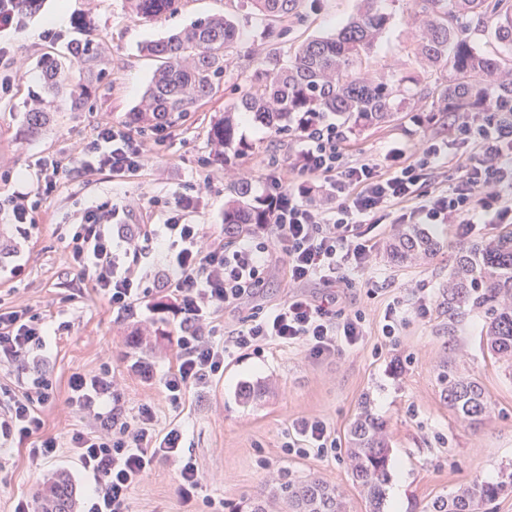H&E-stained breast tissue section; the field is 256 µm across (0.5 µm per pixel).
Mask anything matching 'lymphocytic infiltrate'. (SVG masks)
I'll return each mask as SVG.
<instances>
[{
  "mask_svg": "<svg viewBox=\"0 0 512 512\" xmlns=\"http://www.w3.org/2000/svg\"><path fill=\"white\" fill-rule=\"evenodd\" d=\"M453 135L452 143H433L416 160L404 146H395L383 169L372 160L347 162L335 124L309 123L293 157V180L265 197L269 223L248 225L235 246L185 223L183 214L193 208L194 198L184 193L168 210L163 226L167 264L153 285H144L126 264L128 256H147L152 231L119 222L118 209L108 202L83 213L68 243L71 263L91 274L113 309L126 314L164 310L179 317L177 367L163 379L172 402H179L189 387L209 384L223 373L226 360L250 348L298 344L313 358L333 357L365 339L364 314L345 310L336 289L346 283L347 272L372 268L371 234L380 224H445L462 240L489 224H512V123L473 115L457 121ZM452 144L465 156L456 182L445 190L423 191L431 172L449 163ZM149 160L142 142L104 123L83 143L76 169L85 174L106 170L123 178ZM315 177L324 180L319 203L312 199ZM274 244L287 267V298L215 338L214 313L238 307L263 284V256ZM313 285L329 288L330 296L312 299L306 289ZM157 291L162 301H154ZM47 341L44 321L30 309L0 307V364L32 366L22 392L0 387V440L28 449L41 462L53 460L58 448L56 438L43 436L37 411L54 398L53 383L41 369ZM116 398L108 371L76 373L69 380L72 410L100 426L69 437L81 469L95 481L82 496L79 512H128L132 489L162 459L177 463L180 496L191 502L199 487L198 467L183 451L182 429L158 434L150 406L130 417ZM287 448L300 457H326L335 454L336 439L325 420L301 417L292 423Z\"/></svg>",
  "mask_w": 512,
  "mask_h": 512,
  "instance_id": "1",
  "label": "lymphocytic infiltrate"
}]
</instances>
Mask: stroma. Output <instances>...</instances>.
<instances>
[{"mask_svg": "<svg viewBox=\"0 0 512 512\" xmlns=\"http://www.w3.org/2000/svg\"><path fill=\"white\" fill-rule=\"evenodd\" d=\"M357 0H301L298 19L289 21L280 47L335 33L354 12ZM392 25L372 51L374 69L399 70L410 64L412 42L410 0H384ZM65 11L48 40L45 19ZM234 14L246 34L233 48L239 66L220 82L212 97L190 112L172 118L161 130L137 129L130 112L145 92L156 63L142 46L181 30L197 18L215 13ZM92 22L104 57L102 74L88 83L81 107L71 103V87L48 89L35 63L64 54L67 44L84 39V24ZM265 20L246 0H181L178 10L148 22L130 17L125 0H42L23 28L0 31V41L11 44L17 59L15 72L0 66V77L12 80L0 93V203L14 191L36 187L37 158L58 157L70 172L52 192L39 194L31 213L34 227L28 239L12 236L7 212H0V265L19 267L18 275L0 276V305L27 308L44 318L56 335L47 345L46 367L56 398L40 408L43 433L59 443L55 459L39 467L27 449L0 443V512H13L21 498H35L41 473L67 472L78 490L95 482L85 476L72 449L70 431L94 430L96 423L75 414L66 403L72 374L108 369L117 385L119 403L127 415L151 406L156 428L180 427L184 450L194 458L202 478L195 501L184 505L178 492V465L158 461L135 485L128 512H202L207 498L236 502L259 494L279 476L317 477L336 485L347 500V512H365V503L353 487L344 452L321 459L288 453L285 444L291 423L299 417L325 420L344 441L362 399L386 422L392 437L391 477H403L402 512H424L434 498L456 491L477 478L497 479L512 473V370L488 351L482 336V315L472 313L457 323L448 320L443 286L460 243L451 229L441 228L439 252L427 263L395 266L383 246L394 228H377L375 264L365 274H353L345 305L366 316L363 345L327 359L310 358L303 347L273 345L246 351L230 360L224 375L206 388H188L172 403L159 377L177 361L176 320L146 323L143 315L127 316L113 310L71 265L67 244L85 208L105 201L119 210L125 224H163L175 197L194 186L195 204L185 214L215 239L224 237V200L231 176L248 178L254 197L272 191L274 180H287L288 168L300 144L297 137L269 131L252 118H243L238 135L252 143V151L235 159L225 174L209 143V129L224 109L237 101L238 84L264 60L271 46L263 38ZM42 101L49 120L38 136L27 132L26 114ZM428 106L415 102L394 124L374 128L342 143L351 161H383L390 146L422 151L428 141L449 139L451 115L425 124ZM134 131L153 156L152 162L125 178L108 172L72 171L76 148L101 123ZM288 294L283 259L270 263L264 284L238 308L219 312L215 334L241 327L258 311H267ZM429 312H417L419 301ZM399 302L403 324L396 344L378 334V321L388 303ZM151 363L156 378L145 381L129 368L132 361ZM454 361L483 386L490 412L483 425L470 427L443 401L437 382L439 366ZM260 384L265 393L242 401L244 386Z\"/></svg>", "mask_w": 512, "mask_h": 512, "instance_id": "obj_1", "label": "stroma"}]
</instances>
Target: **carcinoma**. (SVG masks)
Segmentation results:
<instances>
[{"mask_svg": "<svg viewBox=\"0 0 512 512\" xmlns=\"http://www.w3.org/2000/svg\"><path fill=\"white\" fill-rule=\"evenodd\" d=\"M180 0H126L129 13L154 20L178 9ZM382 0H358L356 11L334 34L310 39L284 60L272 54L267 64L246 77L239 102L224 109L211 126L209 138L215 156L232 159L247 155L253 144L237 137L238 114L251 116L274 132L302 136V117L319 121L328 113L341 118L344 135H359L398 120L402 105L417 99L430 112L471 113L512 99V0H411L417 29L416 68L385 74L362 67L363 59L390 28L392 15ZM300 0H251L254 11L268 20L264 37L274 42L282 35L276 24L298 14ZM244 31L230 14L199 18L163 40L149 43L144 53L159 61L150 86L131 121L152 127L182 114L212 95L230 67L229 49ZM90 69L98 62L93 28L81 48L73 51ZM41 70L49 87L71 80L62 64L45 58ZM224 205V232L231 237L242 224H267L264 200L250 199L247 179L228 185ZM438 243L425 229L404 224L386 246L395 265L428 261ZM448 316L481 312L489 351L512 368V231L461 249L448 276ZM437 381L448 407L473 427L484 423L489 404L480 382L452 362L439 368ZM345 453L350 474L367 512H384L389 482L390 440L386 424L363 405L351 423ZM509 481L475 479L450 496H439L428 512H482L506 490ZM37 501L45 512H71L73 489L65 480H47ZM347 512L340 492L319 478L278 482L263 495L230 507L229 512Z\"/></svg>", "mask_w": 512, "mask_h": 512, "instance_id": "1", "label": "carcinoma"}]
</instances>
